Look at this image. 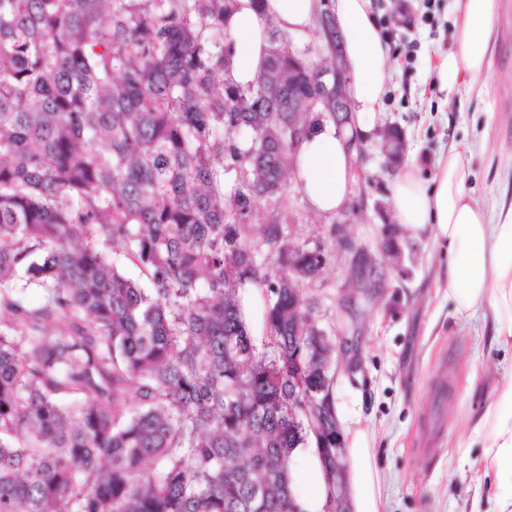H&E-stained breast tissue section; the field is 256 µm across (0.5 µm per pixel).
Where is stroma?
I'll return each mask as SVG.
<instances>
[{
    "label": "stroma",
    "mask_w": 512,
    "mask_h": 512,
    "mask_svg": "<svg viewBox=\"0 0 512 512\" xmlns=\"http://www.w3.org/2000/svg\"><path fill=\"white\" fill-rule=\"evenodd\" d=\"M397 0H373L395 68L365 139V152L343 207L332 214L312 210L301 188L287 180L273 204H260L246 218L264 224L279 217L291 242L327 241L328 228L344 231L365 247L383 279L380 294L360 299L353 325L362 364L338 371L333 396L339 424L367 431L377 468L385 474L388 512H469L475 486L464 462L480 456L474 419L484 410L496 378L499 353L485 341L489 309L457 318L448 297L444 248L404 235L402 260L384 254V227L392 223L389 184L394 175L379 147L377 129L397 125L407 144L406 162L433 178L440 154L457 145L475 179L473 195L485 210L512 196V0H498L496 45L482 94L444 105L427 72L439 52L453 48L449 0H434V22H425L423 0L411 10V24L396 20ZM350 254L332 248L311 293L319 300L317 322L334 331L338 302L353 290ZM441 430L421 447L425 417Z\"/></svg>",
    "instance_id": "1"
}]
</instances>
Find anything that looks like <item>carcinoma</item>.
Here are the masks:
<instances>
[{
  "mask_svg": "<svg viewBox=\"0 0 512 512\" xmlns=\"http://www.w3.org/2000/svg\"><path fill=\"white\" fill-rule=\"evenodd\" d=\"M235 2L0 0V512H297L317 306L287 225L241 223L285 191L288 41L224 80ZM243 291V322L249 332L256 336V344L259 349H262L265 344V337L261 336L264 333L262 323V305L260 298V290L251 285H244Z\"/></svg>",
  "mask_w": 512,
  "mask_h": 512,
  "instance_id": "obj_1",
  "label": "carcinoma"
}]
</instances>
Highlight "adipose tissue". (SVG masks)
<instances>
[{
	"label": "adipose tissue",
	"mask_w": 512,
	"mask_h": 512,
	"mask_svg": "<svg viewBox=\"0 0 512 512\" xmlns=\"http://www.w3.org/2000/svg\"><path fill=\"white\" fill-rule=\"evenodd\" d=\"M454 2L456 46L439 54L433 68L434 86L448 103L479 89L491 63L498 11L497 0ZM317 8V0H236L226 22L227 80L244 88L254 84L268 56L270 25L290 34L305 33ZM330 9L343 39L355 124L343 134L330 121L315 126L293 171L311 207L322 214L336 212L348 197L356 160L350 137L372 130L393 67L371 0H331ZM470 177L457 146H450L438 159L432 180L422 179L412 164L397 171L390 187L391 207L397 224L410 235L447 246L448 296L456 315L464 319L489 306V344L512 352V203H499L492 215H485L467 188ZM474 429L484 451L468 462L473 479L484 489L490 512H512V362L502 365L501 379ZM344 464L348 512H387L383 477L364 430L348 432ZM290 467L300 486L299 512H327L331 488L315 441L293 449Z\"/></svg>",
	"instance_id": "ef3b65f1"
}]
</instances>
